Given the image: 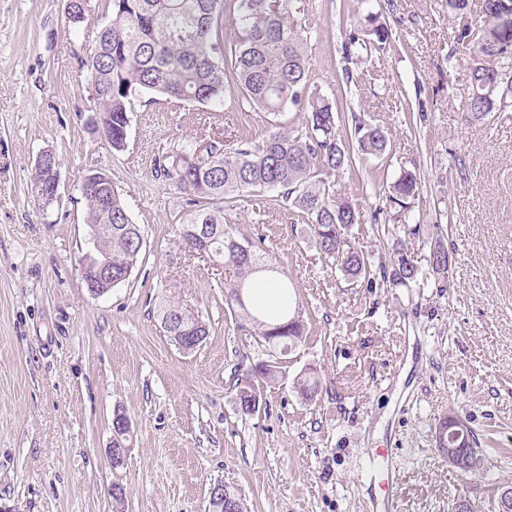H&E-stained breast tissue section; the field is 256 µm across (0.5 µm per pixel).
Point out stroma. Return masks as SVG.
I'll return each mask as SVG.
<instances>
[{"instance_id": "stroma-1", "label": "stroma", "mask_w": 512, "mask_h": 512, "mask_svg": "<svg viewBox=\"0 0 512 512\" xmlns=\"http://www.w3.org/2000/svg\"><path fill=\"white\" fill-rule=\"evenodd\" d=\"M302 0L311 90L337 103L343 127L364 113L383 126L387 157H363L327 178L328 194L363 215L351 238L372 262L401 242L424 264L442 240L448 286L349 284L315 245L305 214L242 193L224 210L238 236L276 256L297 290L306 336L261 405L238 411L236 378L264 359L219 287L223 270L185 249L184 197L155 160L196 140L261 143L264 111L231 98L223 109L143 96L124 151L88 132L93 102L81 59L98 31L74 27L67 0H0V512H208L222 482L248 512H373L361 480L371 449H397L400 512H453L466 497L495 512L512 486V108L468 125L466 56L442 0ZM381 13L385 49L341 77V45ZM59 158L60 202L38 207L37 154ZM107 170L145 237L129 281L94 298L76 270L86 233L77 189ZM419 174L417 232L389 206L401 171ZM202 314L210 334L179 351L159 328L162 300ZM316 368L319 394L296 376ZM455 410L485 463L464 474L438 453L434 432ZM130 420L120 467L108 455L116 413ZM125 491L112 498L113 485Z\"/></svg>"}]
</instances>
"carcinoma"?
Instances as JSON below:
<instances>
[{"label": "carcinoma", "instance_id": "1", "mask_svg": "<svg viewBox=\"0 0 512 512\" xmlns=\"http://www.w3.org/2000/svg\"><path fill=\"white\" fill-rule=\"evenodd\" d=\"M297 0H103L101 27L92 53L81 59L87 84L97 89L94 111L104 125H112V149L123 150L134 103L146 94L169 103L196 102L219 110L227 96L237 93L251 106L278 117L288 104L306 105L302 126L275 125L259 144L244 140L226 149L214 142L205 151L194 145L185 156L158 162L170 184L187 196L189 207L181 218V237L188 247L201 240L197 224H214L217 232L205 242L207 257L234 269L224 282V303L243 317L269 350L250 374L235 384L240 410L251 398H261L255 382L272 383L280 377L282 357L302 341L305 324L300 304L293 303L288 279L276 260L248 240H241L224 223V201L240 192L276 193V201L307 215L315 243L345 280L371 287L376 282L394 288H412L427 280V273L410 259L406 248L393 250L375 267L352 242L349 233L361 214L347 198L326 196L325 179L352 164L353 149L338 139L341 114L336 106L310 89L307 81L304 37L290 24ZM442 7L455 22L456 44L469 50L467 59V121L476 124L512 105V0H482L480 21H469L470 0H445ZM237 13V34L224 43V11ZM371 29L351 32L342 45L346 81L348 64L370 49L387 44L392 30L368 15ZM353 137L365 156L386 152L389 136L384 127L352 116ZM419 176L403 171L392 185L390 202L401 210L419 194ZM85 223L99 235V247L112 260V286L129 280L143 249L140 225L133 222L120 189L112 191V211L104 210L98 195H82ZM427 267L443 278L448 274V248L437 241L429 250ZM268 277L278 289L274 306H254L250 292L255 280ZM181 315L191 328L199 315L175 304H165L157 317ZM295 389L307 400L319 393V379L310 372L294 379ZM212 512H247L237 491L214 486Z\"/></svg>", "mask_w": 512, "mask_h": 512}]
</instances>
